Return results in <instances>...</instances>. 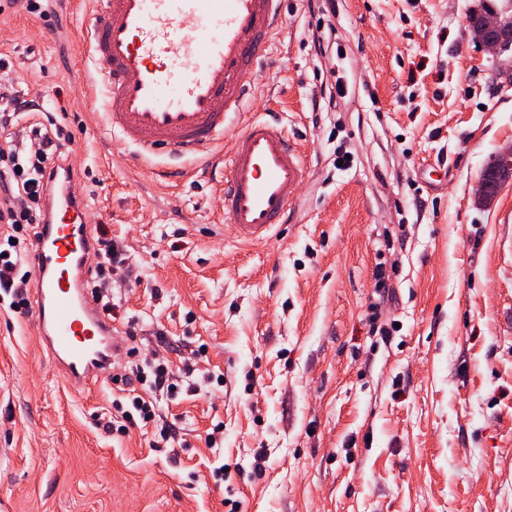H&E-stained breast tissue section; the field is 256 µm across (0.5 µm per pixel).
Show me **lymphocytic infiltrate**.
Returning a JSON list of instances; mask_svg holds the SVG:
<instances>
[{
    "instance_id": "lymphocytic-infiltrate-1",
    "label": "lymphocytic infiltrate",
    "mask_w": 512,
    "mask_h": 512,
    "mask_svg": "<svg viewBox=\"0 0 512 512\" xmlns=\"http://www.w3.org/2000/svg\"><path fill=\"white\" fill-rule=\"evenodd\" d=\"M31 108L13 78L0 75V224L8 225L11 238L25 241L44 221L45 179L49 170L66 162L68 139L62 125L28 123ZM28 255L25 247L12 253L0 250V289L11 295L16 308L27 304L31 282L21 268ZM120 381L129 392L125 399H113L114 412L104 424L117 433L137 421L155 422L159 396L175 393L167 365L154 357H142Z\"/></svg>"
}]
</instances>
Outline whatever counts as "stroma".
I'll use <instances>...</instances> for the list:
<instances>
[{
	"mask_svg": "<svg viewBox=\"0 0 512 512\" xmlns=\"http://www.w3.org/2000/svg\"><path fill=\"white\" fill-rule=\"evenodd\" d=\"M479 3L287 0L283 34L243 75L244 111L275 99L309 176L281 233L250 246L224 217L221 172L165 151L136 163L109 131L79 48L85 7L0 14L22 91L71 136L93 236L122 248L111 318L160 348L179 387L159 401L166 446L150 425L112 433L99 419L118 384L71 390L33 308L0 298L13 512H512V184L475 194L512 143V70L469 31ZM374 303L390 339L370 329Z\"/></svg>",
	"mask_w": 512,
	"mask_h": 512,
	"instance_id": "stroma-1",
	"label": "stroma"
}]
</instances>
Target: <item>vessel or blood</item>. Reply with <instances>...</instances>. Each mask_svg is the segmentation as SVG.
Returning <instances> with one entry per match:
<instances>
[{"mask_svg":"<svg viewBox=\"0 0 512 512\" xmlns=\"http://www.w3.org/2000/svg\"><path fill=\"white\" fill-rule=\"evenodd\" d=\"M84 54L103 92L105 124L139 157L160 151L224 169V213L241 243L273 238L306 173V155L279 122L231 129L285 22V0H95ZM97 245L72 172L55 175L29 262L36 318L71 389L112 377L122 348L85 302Z\"/></svg>","mask_w":512,"mask_h":512,"instance_id":"obj_1","label":"vessel or blood"}]
</instances>
